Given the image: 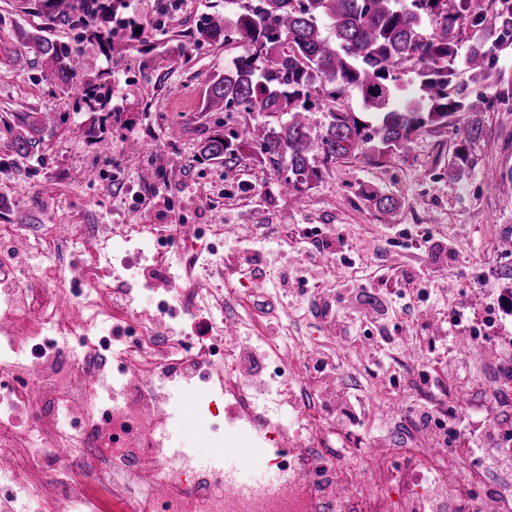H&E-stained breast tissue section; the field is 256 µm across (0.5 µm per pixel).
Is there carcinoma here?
I'll return each instance as SVG.
<instances>
[{"instance_id": "cac0c4a2", "label": "carcinoma", "mask_w": 512, "mask_h": 512, "mask_svg": "<svg viewBox=\"0 0 512 512\" xmlns=\"http://www.w3.org/2000/svg\"><path fill=\"white\" fill-rule=\"evenodd\" d=\"M488 18L478 0H259L235 20L217 13L197 32L218 42L234 28L242 53L205 91V110L242 106L247 112L286 114L275 126H259L253 142L270 162L287 160L281 186L297 195L318 177L310 157L325 160L356 153L381 161L408 151L426 129L458 126L459 141L448 169L459 175L474 166L473 149L484 133L481 113L512 95V87L488 98L470 85L497 87L496 60L512 54V0H490ZM51 22L85 25L96 21L98 36L83 39L86 51L112 47V0H42ZM432 31H427V28ZM31 48L50 78L69 90L83 69L85 51L71 52L38 31ZM469 74V82L457 79ZM321 86L331 102L349 92L360 111H327L323 131L312 136L308 112L316 107L311 89ZM34 124L17 130L12 148L19 157L39 145ZM238 148L221 133L200 147L204 160L232 159Z\"/></svg>"}]
</instances>
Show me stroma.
I'll return each mask as SVG.
<instances>
[{
	"mask_svg": "<svg viewBox=\"0 0 512 512\" xmlns=\"http://www.w3.org/2000/svg\"><path fill=\"white\" fill-rule=\"evenodd\" d=\"M258 0H122L113 24L135 21L136 39L92 57L77 83L96 79L105 103L60 91L18 38L42 27L78 47L85 29L46 22L39 0H0V225L233 224L224 240V286L250 303L269 296L254 336L281 331L322 343L334 372L320 398L336 414V435L358 450L413 448L425 433L408 417L428 403L472 416L479 433L512 417L500 401L497 365L512 358V196L487 192L488 175L512 169V112L483 113L476 166L448 173L455 128L420 133L404 156L374 161L315 156L319 176L299 196L279 190L276 166L252 148L249 133L277 117L234 108L204 109L212 75L240 53L236 32L197 42L209 15H236ZM34 121L41 144L17 157L9 125ZM239 143L229 162L199 148L214 133ZM143 148L131 152L129 140ZM180 166L169 167V157ZM395 207L378 209L374 193ZM467 308L457 336H495L496 346L460 358L477 376L454 379L448 314ZM430 369L439 383L420 381Z\"/></svg>",
	"mask_w": 512,
	"mask_h": 512,
	"instance_id": "obj_1",
	"label": "stroma"
}]
</instances>
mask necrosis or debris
<instances>
[{"mask_svg": "<svg viewBox=\"0 0 512 512\" xmlns=\"http://www.w3.org/2000/svg\"><path fill=\"white\" fill-rule=\"evenodd\" d=\"M212 239L199 243L177 233H159L152 224H73L67 239L75 248L91 245V257L111 266V282L89 274L76 287L62 271L49 242L56 227L33 231L26 224L0 226V245L18 247L21 259L37 258V278L48 286L47 299L6 296L0 326L11 349L30 348L29 364L0 360V413L36 410L38 393L70 419L52 428L32 448L17 445L12 425L0 424V474L12 487L0 489V503L21 488L46 502L47 512H512V479L499 495L480 500V485L496 476L473 463H459L457 449L408 450L407 466L381 471L354 467L351 451L323 452L324 431L316 404L302 401L297 376L306 374L314 356L303 337L282 349L265 336L249 335V316L235 306L219 284L196 287L194 267L224 266V227L212 225ZM176 246L190 253L188 265L172 263ZM96 293L88 300L86 290ZM111 319L113 340L123 347L111 383L75 388V378L96 372L101 346L86 330L97 318ZM207 319L210 334L197 342L183 323ZM235 322L239 336L224 334ZM26 330L12 335L13 326ZM276 358L282 374L257 379L243 366L245 353ZM218 390L223 406L214 414L226 430L247 428L266 448L268 467L280 478L268 484L240 482L235 473H206L189 458L168 452L172 406L184 393H197L194 379ZM292 404L295 429L274 424L268 404ZM106 462L109 477L100 484L81 478L76 460Z\"/></svg>", "mask_w": 512, "mask_h": 512, "instance_id": "4bbe7bcc", "label": "necrosis or debris"}]
</instances>
